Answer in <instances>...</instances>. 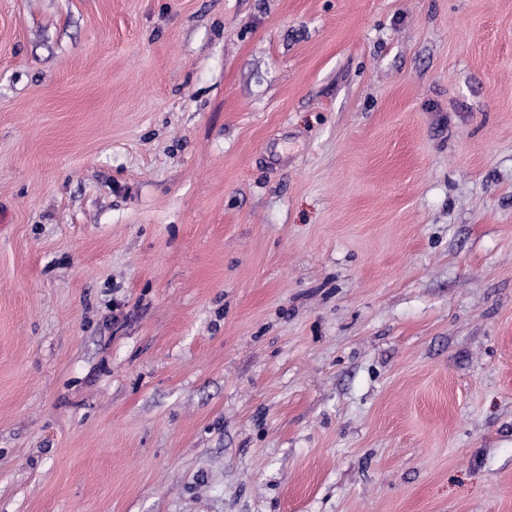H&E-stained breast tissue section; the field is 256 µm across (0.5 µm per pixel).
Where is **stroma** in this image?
I'll return each instance as SVG.
<instances>
[{
    "instance_id": "1",
    "label": "stroma",
    "mask_w": 512,
    "mask_h": 512,
    "mask_svg": "<svg viewBox=\"0 0 512 512\" xmlns=\"http://www.w3.org/2000/svg\"><path fill=\"white\" fill-rule=\"evenodd\" d=\"M0 512H512V0H0Z\"/></svg>"
}]
</instances>
